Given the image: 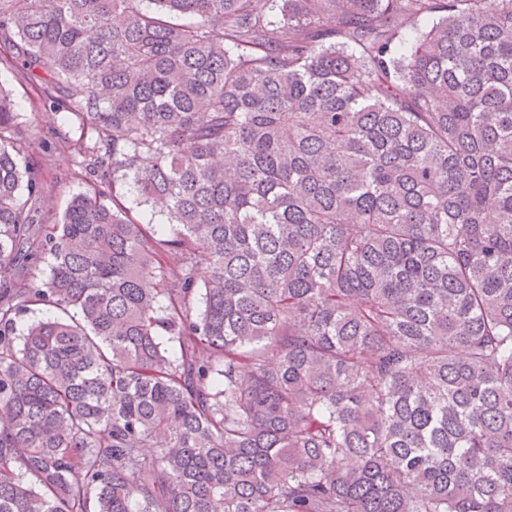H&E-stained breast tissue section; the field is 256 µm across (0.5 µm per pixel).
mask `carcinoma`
Segmentation results:
<instances>
[{"mask_svg":"<svg viewBox=\"0 0 512 512\" xmlns=\"http://www.w3.org/2000/svg\"><path fill=\"white\" fill-rule=\"evenodd\" d=\"M0 66L89 185L0 84V512H512V0H0ZM0 82L13 92L23 137L34 143L28 154L30 161L42 169L48 199L54 209L48 221L52 222L54 217H60L71 195L87 188L84 173L74 162V144L80 137L81 128L75 116L67 112L64 101L51 103L38 99L27 82L3 67ZM55 113L58 120L53 121ZM65 134L69 143L61 140Z\"/></svg>","mask_w":512,"mask_h":512,"instance_id":"obj_1","label":"carcinoma"}]
</instances>
